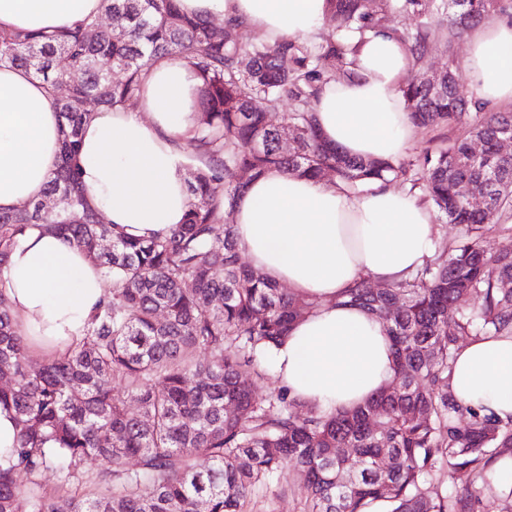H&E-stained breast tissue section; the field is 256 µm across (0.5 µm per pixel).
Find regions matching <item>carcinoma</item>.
Returning a JSON list of instances; mask_svg holds the SVG:
<instances>
[{
	"mask_svg": "<svg viewBox=\"0 0 512 512\" xmlns=\"http://www.w3.org/2000/svg\"><path fill=\"white\" fill-rule=\"evenodd\" d=\"M326 3V24L339 36L322 42L232 39L242 28L232 19L219 37L178 0H102V16L55 34L0 32V65L49 83L62 118L60 163L43 197L0 212V269L39 229L73 240L112 280L86 336L37 367L0 292V407L15 412L18 427L0 464V512H247L258 490L284 489L291 471L304 475L302 512H364L374 503L385 512H475L489 465L512 453V422L463 407L448 370L459 336L512 333V249L489 257L480 246L512 211V156L499 151L512 111L483 115L481 103L466 101L451 56L437 84L423 74L439 25L462 35L512 0ZM403 15L418 19L401 37L411 121L464 127L467 136L407 162L351 157L323 140L314 102L336 74H352L367 32ZM163 58L185 61L201 80L190 209L165 236L130 238L79 188L80 132L91 117L84 102L138 105L149 67ZM74 71L80 79L62 98L57 87ZM284 98L292 110L281 114ZM272 169L332 171L355 193L371 180L400 179L440 221L465 226L464 238L438 247L412 279L376 293L362 282L343 295L382 321L394 358L388 385L354 410L325 415L285 389L259 396L245 376L269 370L267 352L318 307L242 263L228 223L244 188L239 174ZM470 191L483 208L470 206ZM465 296L480 308H458ZM128 397L138 412L127 410ZM445 467L450 476L467 471L469 485L442 486L436 475ZM49 469L51 493L42 484Z\"/></svg>",
	"mask_w": 512,
	"mask_h": 512,
	"instance_id": "1",
	"label": "carcinoma"
}]
</instances>
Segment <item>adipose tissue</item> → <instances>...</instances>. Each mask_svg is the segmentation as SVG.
<instances>
[{
  "instance_id": "1",
  "label": "adipose tissue",
  "mask_w": 512,
  "mask_h": 512,
  "mask_svg": "<svg viewBox=\"0 0 512 512\" xmlns=\"http://www.w3.org/2000/svg\"><path fill=\"white\" fill-rule=\"evenodd\" d=\"M192 15L235 18L256 38L312 39L326 0H181ZM101 0H0V30L52 33L98 15ZM407 50L388 28L367 36L354 76L324 85L315 107L325 138L360 158L398 159L413 125L400 86ZM465 74L480 100L512 104V17L472 27ZM200 80L179 60L154 63L136 107L96 109L81 132L80 187L109 223L133 238L182 223L189 196L182 146L197 123ZM60 121L49 87L22 68H0V212L43 196L59 163ZM233 224L241 252L274 283L319 306L295 323L268 356L290 396L331 412L374 397L393 376L380 321L341 304L363 281L412 277L433 250L428 203L382 182L360 194L343 184L271 170L249 180ZM109 282L69 239L34 230L0 271L19 333L34 355L52 357L80 340ZM457 400L512 420V334L461 344L448 373Z\"/></svg>"
}]
</instances>
